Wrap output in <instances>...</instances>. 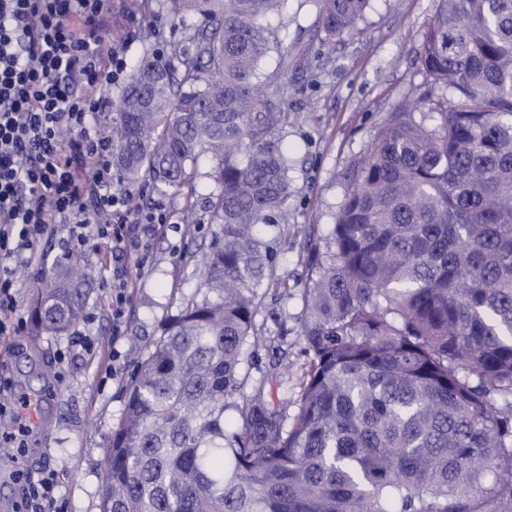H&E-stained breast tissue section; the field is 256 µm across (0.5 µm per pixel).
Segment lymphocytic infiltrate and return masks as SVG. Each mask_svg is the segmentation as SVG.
Instances as JSON below:
<instances>
[{"label":"lymphocytic infiltrate","mask_w":512,"mask_h":512,"mask_svg":"<svg viewBox=\"0 0 512 512\" xmlns=\"http://www.w3.org/2000/svg\"><path fill=\"white\" fill-rule=\"evenodd\" d=\"M111 0H0V337L24 335L14 288L49 225L148 260L167 222L112 187V138L100 103L127 69L97 37ZM27 512H64L54 476L23 473Z\"/></svg>","instance_id":"1"}]
</instances>
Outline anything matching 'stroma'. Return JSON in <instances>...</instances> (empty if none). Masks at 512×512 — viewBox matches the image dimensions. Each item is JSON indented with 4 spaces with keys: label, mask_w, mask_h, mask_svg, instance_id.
<instances>
[{
    "label": "stroma",
    "mask_w": 512,
    "mask_h": 512,
    "mask_svg": "<svg viewBox=\"0 0 512 512\" xmlns=\"http://www.w3.org/2000/svg\"><path fill=\"white\" fill-rule=\"evenodd\" d=\"M436 0H372L354 36L327 49L316 26V0H286L268 20L283 39L263 72L280 74L278 87L290 114L284 143L296 159L288 209V233L268 231L278 252L274 276L287 294L266 299L257 325L264 338L245 365L246 390L268 371L274 351L286 352L294 367L306 355L299 342L302 290L307 283L306 243L311 230L327 233L349 187L351 168L369 150L390 112L411 86L426 81L416 62ZM99 37L122 47L127 59L165 50L186 40L183 24L168 16L164 0H151L145 13L127 21L106 16ZM209 163L198 169L199 192L189 198L162 196L149 185L137 189L142 208L162 204L170 217L164 234L149 244V259L135 254L105 256L94 242L74 246L90 278L88 321L59 336L26 333L21 349L0 350V381L15 390L36 391L27 410L28 445L18 456L19 469L53 472L55 492L65 512H100L104 463L112 430L124 410V391L134 372L133 345L150 348L164 320L177 313L183 296L202 280L203 257L217 230L207 203ZM128 285L121 322L109 311L113 284ZM82 331L101 348L94 356L72 343Z\"/></svg>",
    "instance_id": "stroma-1"
}]
</instances>
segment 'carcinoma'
I'll list each match as a JSON object with an SVG mask.
<instances>
[{"label":"carcinoma","instance_id":"cac0c4a2","mask_svg":"<svg viewBox=\"0 0 512 512\" xmlns=\"http://www.w3.org/2000/svg\"><path fill=\"white\" fill-rule=\"evenodd\" d=\"M328 39L371 0H317ZM285 0H165L189 44L144 55L115 102L124 187L193 195L219 224L187 297L137 361L112 430L101 512H512V0H437L403 100L326 235H309L294 397L286 355L244 392L256 317L287 285L263 233L288 232V112L260 71ZM427 110V128L416 113ZM80 264L35 285L37 333L66 332ZM235 412L234 418L226 416Z\"/></svg>","mask_w":512,"mask_h":512}]
</instances>
